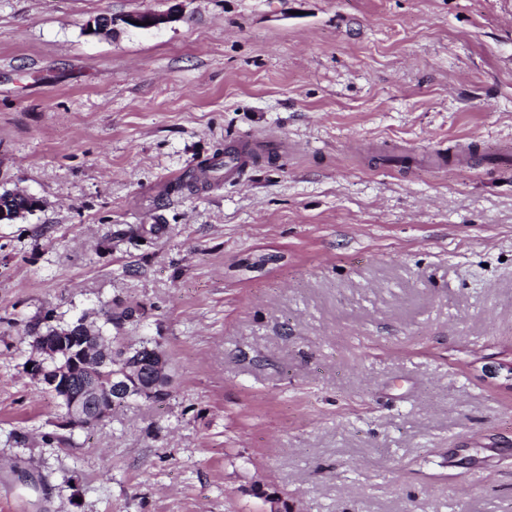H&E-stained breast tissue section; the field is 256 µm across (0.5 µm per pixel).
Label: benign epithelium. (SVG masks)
Segmentation results:
<instances>
[{"instance_id":"1","label":"benign epithelium","mask_w":512,"mask_h":512,"mask_svg":"<svg viewBox=\"0 0 512 512\" xmlns=\"http://www.w3.org/2000/svg\"><path fill=\"white\" fill-rule=\"evenodd\" d=\"M177 18L176 14L145 10L126 15L122 22L128 26L132 20L139 21V28L153 29ZM138 314L137 308L126 307L111 316L112 327L122 333ZM88 323L89 318L80 319L32 346L30 374L60 401L65 423L71 427L99 424L132 396L156 402L168 383L166 355L161 350L150 348L147 359L131 361L125 348L87 335L84 327Z\"/></svg>"}]
</instances>
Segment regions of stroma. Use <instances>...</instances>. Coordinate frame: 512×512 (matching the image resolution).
Listing matches in <instances>:
<instances>
[{
    "mask_svg": "<svg viewBox=\"0 0 512 512\" xmlns=\"http://www.w3.org/2000/svg\"><path fill=\"white\" fill-rule=\"evenodd\" d=\"M0 185V512H512V0H0ZM118 303L171 395L69 428ZM178 17V15L172 13H158L150 10H145L126 15L122 19V22L127 26L139 29H153L171 23L175 21ZM130 20L139 21L141 22V25H135L133 23H130ZM147 21H151V24L143 25V22ZM252 160L253 154L245 143L230 145L224 150V178L240 176ZM89 316L72 325L57 330L48 326L46 336L33 343L32 363L29 370L32 378L55 395L64 409L65 423L71 427L91 428L112 416L119 403L129 397L157 402L167 389L168 375L166 355L158 348H147L148 358L143 356L128 361L124 347L96 341L85 333ZM96 362L97 372L89 365ZM28 363V364H29ZM112 364H123L119 372L112 373ZM84 366L88 371L77 377L75 366ZM107 367L109 386L103 383L101 368ZM112 388L107 399L101 396ZM98 400L91 404V400Z\"/></svg>",
    "mask_w": 512,
    "mask_h": 512,
    "instance_id": "obj_1",
    "label": "stroma"
}]
</instances>
